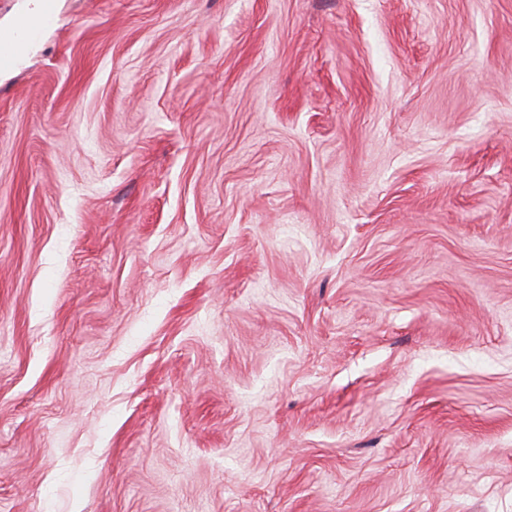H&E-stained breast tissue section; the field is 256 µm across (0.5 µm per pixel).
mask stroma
I'll list each match as a JSON object with an SVG mask.
<instances>
[{
    "instance_id": "stroma-1",
    "label": "stroma",
    "mask_w": 512,
    "mask_h": 512,
    "mask_svg": "<svg viewBox=\"0 0 512 512\" xmlns=\"http://www.w3.org/2000/svg\"><path fill=\"white\" fill-rule=\"evenodd\" d=\"M0 77V512H512V0H57Z\"/></svg>"
}]
</instances>
